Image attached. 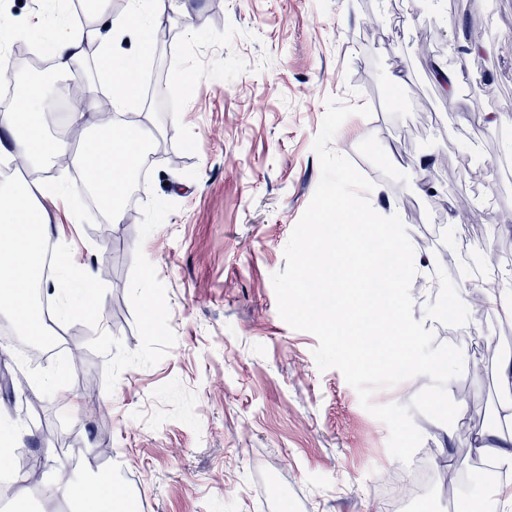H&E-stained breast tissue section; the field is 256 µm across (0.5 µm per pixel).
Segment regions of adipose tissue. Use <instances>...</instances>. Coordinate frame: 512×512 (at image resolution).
<instances>
[{
  "label": "adipose tissue",
  "mask_w": 512,
  "mask_h": 512,
  "mask_svg": "<svg viewBox=\"0 0 512 512\" xmlns=\"http://www.w3.org/2000/svg\"><path fill=\"white\" fill-rule=\"evenodd\" d=\"M130 5L124 28L137 39V52L132 56L113 51L114 27L111 20L101 16L82 37L73 32L63 14L56 18L49 30L37 33L58 75L71 74L72 63L80 55L84 39L95 40L102 48L100 68L109 77L113 92L104 106L94 99H76L71 107L72 123H81L88 113H98L105 108L112 112L132 111L139 102L137 62L139 56L150 49L143 31L150 18L156 15L160 3L159 0H130ZM46 109L44 85L34 84L20 93L10 113L0 116V126L7 132L6 137L0 139V154L24 162L61 161L91 174L99 190L101 206L113 210L125 193L127 170L140 161L141 143L147 135L145 127L101 122L102 149L73 152L65 142L47 136ZM55 489L72 500L75 512H112L115 504L112 475L108 472H87L78 484L62 477L56 482Z\"/></svg>",
  "instance_id": "1"
}]
</instances>
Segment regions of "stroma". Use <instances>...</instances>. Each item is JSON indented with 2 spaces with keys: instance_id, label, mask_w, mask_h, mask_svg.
Returning a JSON list of instances; mask_svg holds the SVG:
<instances>
[{
  "instance_id": "stroma-1",
  "label": "stroma",
  "mask_w": 512,
  "mask_h": 512,
  "mask_svg": "<svg viewBox=\"0 0 512 512\" xmlns=\"http://www.w3.org/2000/svg\"><path fill=\"white\" fill-rule=\"evenodd\" d=\"M157 21L170 39L147 58L164 86L147 103L148 136L166 149L141 196L90 225L66 202L40 200L52 241L68 244L107 292L100 329L64 328L80 359L0 355L11 380L0 385V411L25 428L20 457L43 467L39 482L13 476L8 512H72L41 490L59 473L75 481L90 470L110 472L136 512H389L408 468L341 372L319 371L316 337L279 317L272 276L285 269L283 250L320 181L313 141L330 97L372 107L371 117H349L331 148L374 182L373 208L394 207L410 240L429 242L430 267L447 266L457 235L471 257L512 247V53L502 50L512 44V0H188ZM473 27L486 34L469 54ZM99 53L84 41L71 78L48 83L49 96L74 86L101 96ZM435 62L458 74L455 93L442 90ZM480 112L497 125H477ZM432 183L440 193H428ZM153 195L176 209L143 240L141 206ZM462 198L474 214L459 224ZM139 248L166 287L176 342L157 365L125 370L109 393L108 358L88 343L103 330L139 348L127 290ZM438 290L412 285L414 319L437 342H455L467 364L473 344L496 351L484 375L467 367L448 383L453 425L415 414L433 478L401 501L403 512H461L443 474L469 470L475 432L512 434V424L492 430L486 420L504 401L498 367L512 353V322L472 287L466 325L424 320ZM57 377L82 407L61 399Z\"/></svg>"
}]
</instances>
